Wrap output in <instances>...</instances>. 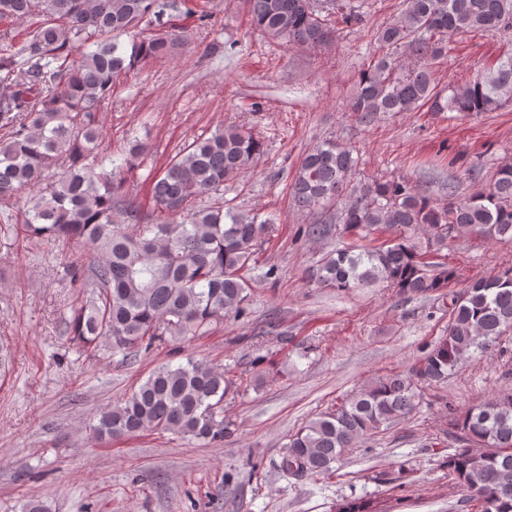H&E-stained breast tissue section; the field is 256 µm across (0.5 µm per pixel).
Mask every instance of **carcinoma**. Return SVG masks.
<instances>
[{"label":"carcinoma","instance_id":"cac0c4a2","mask_svg":"<svg viewBox=\"0 0 512 512\" xmlns=\"http://www.w3.org/2000/svg\"><path fill=\"white\" fill-rule=\"evenodd\" d=\"M193 0H0V24L25 22L27 37L0 30V201L24 189L35 197L6 215L7 231L46 242L78 240L92 257L68 269L82 289L67 333L83 347L99 341L130 356L157 343L203 336L244 314L251 271L273 220L240 210L233 200L202 205L254 167L262 142L235 126L184 142L151 179L149 203L130 186L145 146L116 161L99 142L97 113L112 80L165 58L189 36L175 24L205 6ZM250 27L269 40L320 49L333 41L336 16L365 28L356 0H244ZM150 36L119 41L141 26ZM512 27V0H406L400 17L374 31L385 50L359 75L349 103L360 122L390 112H492L512 99V51L484 74L438 88L434 65L454 37ZM353 151L325 140L305 153L290 185L295 204L319 220L304 228L313 241L349 235L365 244L327 252L305 283L347 292L389 288L401 297L437 296L448 303V334L427 346L408 373L379 377L346 396L288 438L277 472L317 481L334 472L341 453L417 412L434 392L448 412L443 434L459 447L443 459L448 484L462 486L479 512H512V393L466 409L440 394L458 365L480 354L512 361V266L459 291L458 269L443 250L474 234L512 243V164L492 184L439 200L404 177L355 182ZM241 383L203 360L161 365L101 412L93 435L110 440L172 433L217 446L231 435L224 397Z\"/></svg>","mask_w":512,"mask_h":512}]
</instances>
